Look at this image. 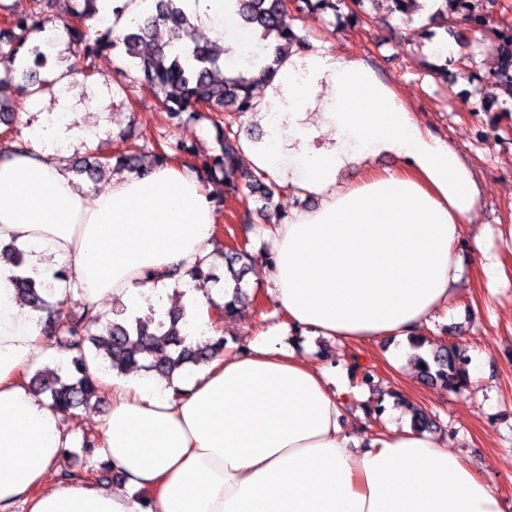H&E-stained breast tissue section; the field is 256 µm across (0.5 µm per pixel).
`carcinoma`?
<instances>
[{
	"mask_svg": "<svg viewBox=\"0 0 512 512\" xmlns=\"http://www.w3.org/2000/svg\"><path fill=\"white\" fill-rule=\"evenodd\" d=\"M299 10L311 12L337 11L345 0H293ZM442 7L432 13L430 20L446 19L448 13L462 15L466 22L477 17L481 23L471 28L481 31L486 25V15L477 11L473 0H441ZM238 15L243 23L265 41L270 37L282 41L287 46L303 43L291 28L282 22L288 9L286 0H237ZM41 13H4L9 42H24L30 31L40 29L45 21L39 20ZM165 25L172 39L163 44H152V31ZM191 24L178 0H155V13L136 21L122 36L113 38L110 32L97 37L85 46L88 53L106 50L118 45L124 47L128 57L135 60L134 66L148 81L154 83L163 94L166 111L174 116L196 109L200 105L207 112H228L239 117L246 114L252 96L251 82L242 77L226 78L221 66L224 51L209 44H185L176 46L175 41L189 35ZM493 98L502 104H512V38L499 48V65L492 84ZM181 153L183 164L195 170L206 181L224 184L233 192L239 187L251 193H260V198L269 201L273 188L253 173L244 172L237 164L235 150L231 143H224L219 155L199 154L194 148L184 144L176 145ZM137 169L136 157L120 152L112 159L101 161L97 158L76 167L80 175L91 177L104 168ZM26 252L11 244L0 248V262L15 268L26 265ZM219 258L235 280L232 299L224 303V316L232 317L238 306L243 304L245 294L241 283L247 273L249 255L245 249L227 247L218 252ZM13 285L21 305L40 313V322L50 334L61 338L74 355L63 367H47L29 378L31 387L47 396L51 405L63 414L100 402L105 398V384L88 372L91 359L99 363L106 374L128 375L141 371L154 372L162 378L170 377L175 371L189 366L209 363L224 352L226 341L219 336L205 343H195L188 339L184 328L182 310L174 306L167 312V319L155 320L150 311L134 320L112 312V319L103 320L95 306L89 304L79 314L66 315L51 307L45 296L54 288L53 283L36 279L29 275L14 277ZM460 357V349L454 344L438 345L433 349L432 361L424 359L422 372L430 379L443 378L450 389L461 387L467 380V368H458L455 359Z\"/></svg>",
	"mask_w": 512,
	"mask_h": 512,
	"instance_id": "1",
	"label": "carcinoma"
}]
</instances>
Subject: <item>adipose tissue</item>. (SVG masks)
I'll list each match as a JSON object with an SVG mask.
<instances>
[{
    "label": "adipose tissue",
    "instance_id": "ef3b65f1",
    "mask_svg": "<svg viewBox=\"0 0 512 512\" xmlns=\"http://www.w3.org/2000/svg\"><path fill=\"white\" fill-rule=\"evenodd\" d=\"M191 25L224 50V74H274L255 91L262 130L242 155L293 195L309 197L271 225L270 295L293 331L338 342L409 339L448 304L459 279L460 226L480 200L471 166L421 126L373 68L329 46L261 45L236 0H181ZM89 26L123 35L154 0H97ZM59 107L0 158V245L30 247L40 277L65 268L56 299L109 298L134 317L164 313L172 289L192 337L212 336L217 297L198 268L215 256L214 200L198 174L171 163L113 171L102 189L76 180L69 148L96 138ZM397 159L380 170V155ZM0 263V512H505L469 458L410 428L354 434L353 390L337 371L298 359L276 329L225 349L192 377L116 376L112 410L96 426L118 488L59 485L51 466L70 438L61 414L23 373L48 342L13 296Z\"/></svg>",
    "mask_w": 512,
    "mask_h": 512
}]
</instances>
